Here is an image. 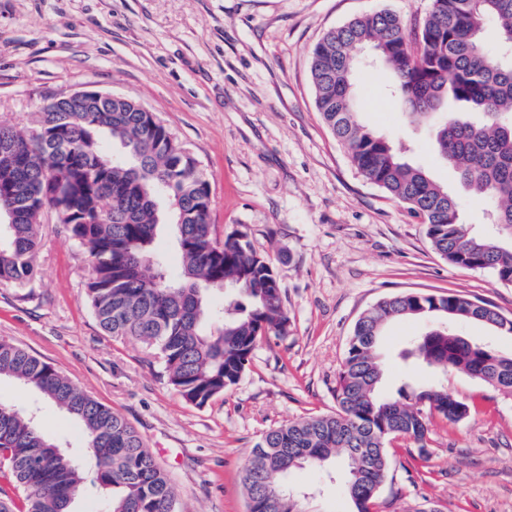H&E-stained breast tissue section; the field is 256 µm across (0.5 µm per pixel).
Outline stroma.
<instances>
[{
    "label": "stroma",
    "instance_id": "obj_1",
    "mask_svg": "<svg viewBox=\"0 0 512 512\" xmlns=\"http://www.w3.org/2000/svg\"><path fill=\"white\" fill-rule=\"evenodd\" d=\"M432 0H0V122L30 125L45 96L81 90L142 104L199 161L219 229L247 232L278 274L287 335L259 343L237 385L202 408L167 383L155 355L107 336L86 300L81 248L44 224L37 274L0 288V337L52 363L120 413L168 474L184 512H246L242 470L269 428L336 410V379L354 324L382 298L457 293L512 317V285L453 266L405 204L362 178L314 103L309 52L323 34L383 10L406 22ZM387 76L360 70L361 121L408 142L411 161L447 187L466 222L482 209L439 161L427 126L409 122ZM431 321L402 318L381 339L382 390L439 383L471 406L430 414L424 444L392 443L376 512H512V397L452 371L398 360ZM316 512H349L341 481Z\"/></svg>",
    "mask_w": 512,
    "mask_h": 512
}]
</instances>
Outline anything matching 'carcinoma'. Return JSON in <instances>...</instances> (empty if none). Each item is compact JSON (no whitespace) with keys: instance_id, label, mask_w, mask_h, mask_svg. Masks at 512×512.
Returning a JSON list of instances; mask_svg holds the SVG:
<instances>
[{"instance_id":"cac0c4a2","label":"carcinoma","mask_w":512,"mask_h":512,"mask_svg":"<svg viewBox=\"0 0 512 512\" xmlns=\"http://www.w3.org/2000/svg\"><path fill=\"white\" fill-rule=\"evenodd\" d=\"M419 38L396 14L381 11L328 30L310 51L315 105L352 164L367 180L427 225L449 263L512 284V0H432L416 22ZM413 119L431 123L439 156L485 203L498 233L471 230L457 200L406 149L359 119L357 51ZM0 287L36 275L39 224L57 216L84 251L87 300L108 336L134 339L158 354L168 384L202 408L235 386L265 336L288 334L289 317L271 260L247 233L219 234L210 219V182L153 112L128 99L100 110L80 96L44 100L34 125L0 123ZM166 237L181 258L172 270L156 242ZM435 317L498 327L495 309L459 294L383 298L356 321L336 381L337 410L266 430L242 471L254 512H306L286 492L305 467L340 466L354 512H374L389 471L387 447L409 439L424 447L427 413L449 421L457 396L437 384L404 383L383 397L377 355L386 326ZM446 374L464 372L512 396V352L454 334L444 325L401 352ZM0 377L13 379L80 427L88 456L79 461L47 436L31 409L0 403V512H75L91 488L107 512H183L165 472L139 433L51 363L0 339Z\"/></svg>"}]
</instances>
